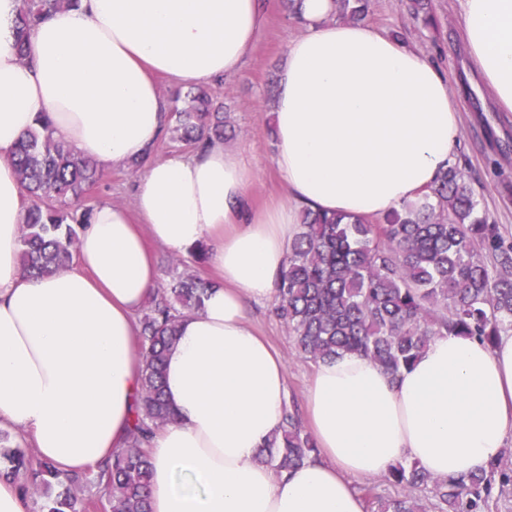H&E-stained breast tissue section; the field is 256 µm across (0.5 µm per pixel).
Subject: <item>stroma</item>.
I'll return each instance as SVG.
<instances>
[{
    "instance_id": "obj_1",
    "label": "stroma",
    "mask_w": 512,
    "mask_h": 512,
    "mask_svg": "<svg viewBox=\"0 0 512 512\" xmlns=\"http://www.w3.org/2000/svg\"><path fill=\"white\" fill-rule=\"evenodd\" d=\"M409 4L410 0H372L366 21L389 35L400 32L405 44L431 57L443 70L456 97L461 132L454 162L473 180L481 210L512 235V112L496 111L467 62L459 0H433L438 22L434 29L415 21ZM302 31V24L269 7L264 30L241 74L212 87L235 128L225 149L242 155L254 170L249 194L258 209L286 196L285 184L273 164L272 115L266 89L271 75L279 71L287 44ZM135 178L128 168L104 170L87 197L88 204L109 200L133 206ZM250 324L284 360L288 406L303 409L313 363L297 354L287 329L272 314L270 301L251 304Z\"/></svg>"
}]
</instances>
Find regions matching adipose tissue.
<instances>
[{
    "mask_svg": "<svg viewBox=\"0 0 512 512\" xmlns=\"http://www.w3.org/2000/svg\"><path fill=\"white\" fill-rule=\"evenodd\" d=\"M459 4L470 62L512 112V0ZM279 6L304 19L272 105L288 198L256 213L253 169L223 142L159 161L150 149L169 113L155 75L180 87L239 75L267 0H81L35 25L23 60L10 29L19 0H0V425L32 436L64 472L111 458L140 403L152 248L206 244L221 276L166 354L175 419L151 445V512H364L353 481L402 459L467 477L512 441V332L493 347L450 332L395 377L357 354L317 363L305 395L316 459L282 476L257 461L282 425L287 377L248 306L273 298L303 208L383 216L436 182L460 135L448 81L426 54L332 20L331 0ZM43 115L78 158L142 169L133 209L94 206L76 265L32 278L11 159Z\"/></svg>",
    "mask_w": 512,
    "mask_h": 512,
    "instance_id": "ef3b65f1",
    "label": "adipose tissue"
}]
</instances>
